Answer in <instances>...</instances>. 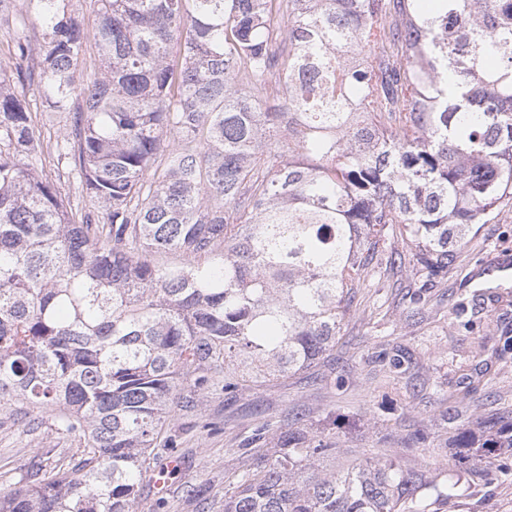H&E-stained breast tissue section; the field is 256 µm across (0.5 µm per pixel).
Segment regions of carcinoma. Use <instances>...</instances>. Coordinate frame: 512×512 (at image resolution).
<instances>
[{
    "label": "carcinoma",
    "instance_id": "carcinoma-1",
    "mask_svg": "<svg viewBox=\"0 0 512 512\" xmlns=\"http://www.w3.org/2000/svg\"><path fill=\"white\" fill-rule=\"evenodd\" d=\"M33 2L45 103L81 98L57 164L91 206L75 222L0 76V405L52 412L78 462L0 512H136L177 408L328 358L392 239L432 281L512 197V0H97L92 32ZM447 413L482 473L512 453V410ZM424 440L325 473L336 443L262 427L224 512H426L443 470L402 463Z\"/></svg>",
    "mask_w": 512,
    "mask_h": 512
}]
</instances>
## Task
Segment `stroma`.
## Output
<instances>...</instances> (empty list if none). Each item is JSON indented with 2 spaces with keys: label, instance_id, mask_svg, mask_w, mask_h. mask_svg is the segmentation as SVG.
I'll return each mask as SVG.
<instances>
[{
  "label": "stroma",
  "instance_id": "35a3bbf8",
  "mask_svg": "<svg viewBox=\"0 0 512 512\" xmlns=\"http://www.w3.org/2000/svg\"><path fill=\"white\" fill-rule=\"evenodd\" d=\"M45 46L34 13L17 6L15 20L0 26V75L15 79L21 57L39 58ZM18 89L45 147L42 169L55 177L50 147L65 116L47 108L36 81L25 80ZM492 265L499 271L490 277ZM388 343L411 351L408 372L374 362V352ZM333 355L334 362L233 396L214 392L201 408L177 412L168 432L182 468L167 476L163 489L145 485L138 512H151L160 497L166 512H224V476L243 466L244 440L261 422L285 425L298 412L310 434L336 442L349 458L402 447L408 431L424 429L427 440L405 454L406 465L439 463L456 486L450 498L431 497L428 512H512V457L503 456L496 477L471 473L470 461L446 444L451 425L443 415L450 395L469 403L475 424L512 408V199L472 233L445 277L425 281L410 262L371 273ZM10 415L0 406V493L16 488L33 464L49 457L66 463L71 456L72 443L55 433L51 413L30 432ZM199 485L208 488L200 502L190 496Z\"/></svg>",
  "mask_w": 512,
  "mask_h": 512
}]
</instances>
